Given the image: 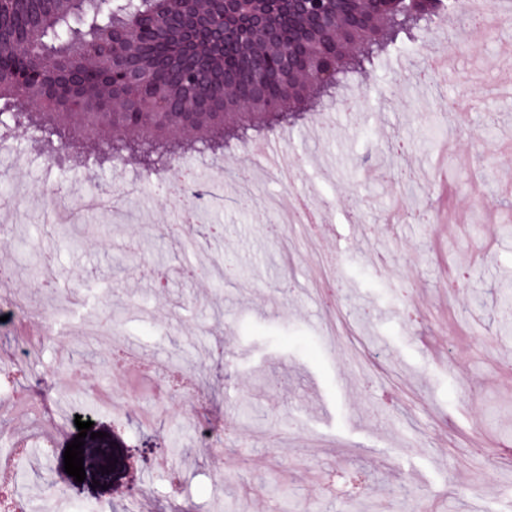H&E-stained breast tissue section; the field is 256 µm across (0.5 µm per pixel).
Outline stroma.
Segmentation results:
<instances>
[{
  "mask_svg": "<svg viewBox=\"0 0 512 512\" xmlns=\"http://www.w3.org/2000/svg\"><path fill=\"white\" fill-rule=\"evenodd\" d=\"M450 58L431 98L386 63L357 75L354 111L296 121L280 144L293 184L245 185L240 143L219 171L180 154L213 203L174 235L175 173L138 181L77 150L57 165L32 132L9 140L0 367L24 368L19 389L53 378L48 413L0 395L31 512H512V29L484 26ZM305 191L330 234L286 221ZM61 193L118 211L77 213L95 232L64 238L47 221ZM198 262L209 277L188 276ZM113 346L156 371L113 372ZM172 366L192 396L173 393ZM75 410L115 465L81 483L64 470ZM352 479L369 500L340 492Z\"/></svg>",
  "mask_w": 512,
  "mask_h": 512,
  "instance_id": "stroma-1",
  "label": "stroma"
}]
</instances>
